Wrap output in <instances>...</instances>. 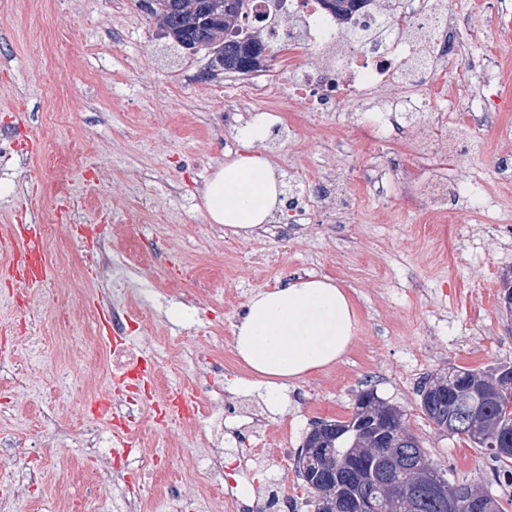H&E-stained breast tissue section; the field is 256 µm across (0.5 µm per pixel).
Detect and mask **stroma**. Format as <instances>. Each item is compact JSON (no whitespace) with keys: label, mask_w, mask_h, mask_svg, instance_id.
I'll use <instances>...</instances> for the list:
<instances>
[{"label":"stroma","mask_w":512,"mask_h":512,"mask_svg":"<svg viewBox=\"0 0 512 512\" xmlns=\"http://www.w3.org/2000/svg\"><path fill=\"white\" fill-rule=\"evenodd\" d=\"M211 59L206 49L172 47L139 0H0V225L20 220L18 202L27 199L31 223L51 227L43 242L53 271L27 289L0 279V352L14 358L0 386V436L19 439L48 472L15 512H57L62 488L90 512L113 506L104 492L119 491L116 477L73 480L78 444L51 448L32 433L84 424L90 403L111 389L101 304L150 314L130 336L159 377L156 398L195 387L196 351L223 358L217 399L238 406L224 418V483L253 512H315L296 467L305 437L316 421L349 419L367 389L404 411L406 426L457 480L489 472L484 449L425 418L416 390L451 367L512 362V316L501 303L502 277L512 272V195L489 217L458 190L455 218L434 224L400 173L451 183L469 173L494 190L496 153L512 148V112L492 115L466 154L443 146L431 160L413 132L384 150L374 132L336 113H284L261 152L285 197H303L332 176L350 204L345 216L319 209L303 224L288 210L243 238L208 222L201 189L241 151L237 115L263 102L235 79L211 75ZM34 139L41 149L31 153ZM378 168L393 174L380 192L370 185ZM75 224L99 225L113 263L75 244ZM306 272L349 292L354 341L340 361L273 403L237 357L233 327L253 291ZM77 302L86 315L67 319ZM173 341L182 347L175 370L167 362ZM63 371L71 375L65 387ZM208 428L157 424L146 407L136 413L132 436L154 453L134 463L147 512H172L160 491L184 454H199L196 439ZM256 446L264 456L241 464Z\"/></svg>","instance_id":"1"}]
</instances>
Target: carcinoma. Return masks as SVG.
<instances>
[{
  "label": "carcinoma",
  "instance_id": "1",
  "mask_svg": "<svg viewBox=\"0 0 512 512\" xmlns=\"http://www.w3.org/2000/svg\"><path fill=\"white\" fill-rule=\"evenodd\" d=\"M366 0H323V6L335 15H349ZM148 9L167 30L175 45L195 42L207 48L220 29H238L246 9L245 0H148ZM258 32L224 46V70L249 72L243 65L246 49L256 42ZM438 388L428 390L432 380ZM427 378L417 390L418 397L429 393L433 406L420 404L421 412L438 429L448 420H462L452 435L468 440L478 448L486 447L487 435L499 438L500 446L512 442V363H499L484 369L453 367ZM388 404L372 390L356 398L348 420H322V444L315 448L311 439L298 457L299 473L306 486L314 490L316 512H345L357 508L362 499L376 502L378 512H448V500H440L422 483H441L457 503L455 512H479L470 497L485 496L489 512H503L483 479L458 482L446 467L434 463L420 439L404 421V413L392 407L398 417L383 414Z\"/></svg>",
  "mask_w": 512,
  "mask_h": 512
}]
</instances>
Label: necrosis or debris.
Segmentation results:
<instances>
[{"label": "necrosis or debris", "mask_w": 512, "mask_h": 512, "mask_svg": "<svg viewBox=\"0 0 512 512\" xmlns=\"http://www.w3.org/2000/svg\"><path fill=\"white\" fill-rule=\"evenodd\" d=\"M369 17L361 22L329 15L320 0H250L242 31H253L261 20L269 37L288 47L287 81L272 84L261 74L245 76L252 97L263 99L270 112H287L301 103L321 112H343L358 124L377 131L383 146L402 139L414 125L422 130L421 150H437L446 123L467 135L479 134L489 114L512 112V60L483 52L485 28L495 33L512 31V0H494L485 6L475 0L473 15L461 18L450 0H370ZM289 13L293 23L281 30L277 16ZM316 53L318 65L309 66L305 55ZM466 62L471 90L449 98L443 82L447 69ZM49 444L77 440L91 451L99 470L122 471L118 456L100 451L91 429L46 431ZM211 447L213 463L199 458L185 461L179 483L164 493L179 502L183 487L190 486L207 499L224 479L218 461L224 451Z\"/></svg>", "instance_id": "obj_1"}]
</instances>
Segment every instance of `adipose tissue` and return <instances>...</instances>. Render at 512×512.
<instances>
[{
    "label": "adipose tissue",
    "mask_w": 512,
    "mask_h": 512,
    "mask_svg": "<svg viewBox=\"0 0 512 512\" xmlns=\"http://www.w3.org/2000/svg\"><path fill=\"white\" fill-rule=\"evenodd\" d=\"M275 119L255 115L238 138L242 154L219 165L202 190L211 223L234 234H250L271 221L281 202L282 184L257 147ZM356 325L345 288L327 276L303 274L277 288L255 291L234 326L233 347L253 382L278 396L288 384L341 360Z\"/></svg>",
    "instance_id": "adipose-tissue-1"
}]
</instances>
